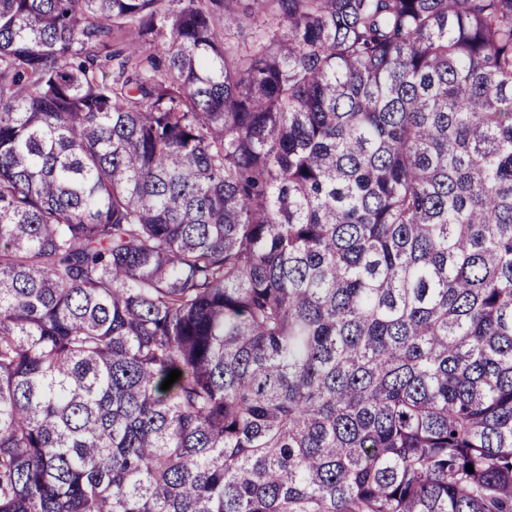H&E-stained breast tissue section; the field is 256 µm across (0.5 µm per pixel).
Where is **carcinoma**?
<instances>
[{"label": "carcinoma", "instance_id": "obj_1", "mask_svg": "<svg viewBox=\"0 0 512 512\" xmlns=\"http://www.w3.org/2000/svg\"><path fill=\"white\" fill-rule=\"evenodd\" d=\"M0 512H512V0H0Z\"/></svg>", "mask_w": 512, "mask_h": 512}]
</instances>
